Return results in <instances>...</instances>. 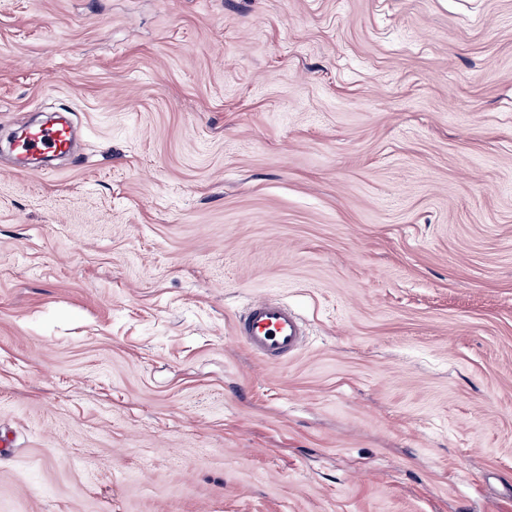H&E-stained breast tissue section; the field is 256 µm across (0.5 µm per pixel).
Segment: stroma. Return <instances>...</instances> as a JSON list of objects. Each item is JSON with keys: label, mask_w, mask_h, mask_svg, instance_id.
Instances as JSON below:
<instances>
[{"label": "stroma", "mask_w": 512, "mask_h": 512, "mask_svg": "<svg viewBox=\"0 0 512 512\" xmlns=\"http://www.w3.org/2000/svg\"><path fill=\"white\" fill-rule=\"evenodd\" d=\"M2 439L0 512H512V0H0ZM16 150L26 158L64 155L72 149V132L66 123H51L27 129L17 138ZM235 336L267 363L288 361L303 344L304 327L288 304L269 297L251 301L234 326Z\"/></svg>", "instance_id": "obj_1"}]
</instances>
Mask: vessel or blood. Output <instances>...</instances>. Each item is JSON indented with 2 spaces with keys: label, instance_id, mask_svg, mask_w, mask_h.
<instances>
[{
  "label": "vessel or blood",
  "instance_id": "1",
  "mask_svg": "<svg viewBox=\"0 0 512 512\" xmlns=\"http://www.w3.org/2000/svg\"><path fill=\"white\" fill-rule=\"evenodd\" d=\"M24 157L64 155L72 149L69 125L51 123L27 129L15 143ZM234 333L245 347L268 363L288 361L303 344L304 327L299 316L280 300L259 297L251 301L246 314L239 317Z\"/></svg>",
  "mask_w": 512,
  "mask_h": 512
}]
</instances>
